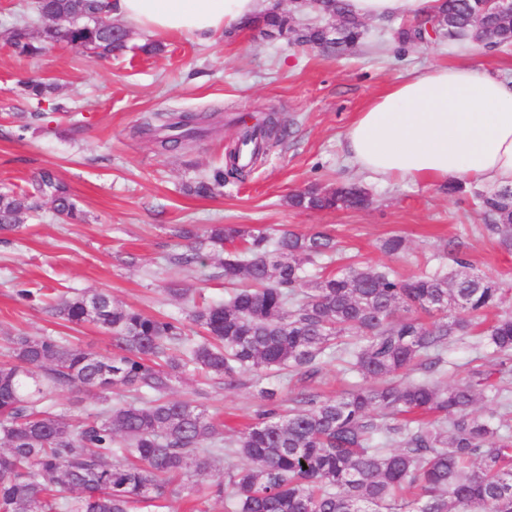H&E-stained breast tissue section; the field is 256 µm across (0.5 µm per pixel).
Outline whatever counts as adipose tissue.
<instances>
[{"instance_id": "adipose-tissue-1", "label": "adipose tissue", "mask_w": 512, "mask_h": 512, "mask_svg": "<svg viewBox=\"0 0 512 512\" xmlns=\"http://www.w3.org/2000/svg\"><path fill=\"white\" fill-rule=\"evenodd\" d=\"M111 14L148 35L208 42L266 12L265 0H108ZM360 19L434 15L441 0H345ZM357 171L376 181L451 179L512 186V77L469 63L414 72L357 112L343 140Z\"/></svg>"}]
</instances>
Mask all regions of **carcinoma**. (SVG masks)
<instances>
[{
  "mask_svg": "<svg viewBox=\"0 0 512 512\" xmlns=\"http://www.w3.org/2000/svg\"><path fill=\"white\" fill-rule=\"evenodd\" d=\"M317 9L336 18L342 43L362 42L363 22L347 14L343 0H318ZM35 10L43 21L37 34L26 25L4 33L19 57L61 43L100 58L126 48L102 0H35ZM428 23L450 40L472 38L488 50L512 45V11L481 13L476 0H444L437 14L402 30L399 41H429ZM300 39L336 46L319 27ZM192 121L169 118L155 137L158 147L188 148L204 133ZM263 122L262 138L254 137L253 126L241 133L255 159L285 132L271 115ZM228 158L227 168L202 174L189 191L208 197L226 175L245 179L239 150ZM475 197L488 230L512 242V187ZM42 198L65 220H82L69 186L46 170L35 192L0 193V230L20 228ZM369 198L350 185L300 191L288 204L323 211L358 208ZM177 233L189 245L175 265L205 262L207 246L220 259L224 280L238 284L222 302L193 303L188 318L205 335H188L179 318L148 316L94 292L63 296L49 313L106 329L111 351L85 350L56 335L3 338L11 360L0 363V512H137L176 494L169 484L193 470L216 476L192 512H209V500L224 497L229 512H391L407 493L410 512H512V432L474 409L485 391L500 406H512L500 386L512 377V313L485 327L480 322L498 307L497 282L469 272L463 256L454 258L457 270L449 275L404 279L387 266L348 263L310 276L306 266L330 262L336 252L324 232L272 236L210 224L201 236L187 224ZM451 309L458 313L448 314ZM420 313L434 320L425 322ZM477 331L479 345L499 359L495 373L477 365L463 381H442L448 347ZM326 357L349 364L360 378L334 399L305 385ZM416 367L426 379L396 380ZM288 368L301 384L293 406L282 409L276 389L260 388L256 421L231 441L197 400L171 397L186 371L232 388L245 370L260 382ZM58 388L91 394L96 405L75 422L44 405ZM226 455L246 465L223 470Z\"/></svg>",
  "mask_w": 512,
  "mask_h": 512,
  "instance_id": "cac0c4a2",
  "label": "carcinoma"
}]
</instances>
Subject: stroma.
<instances>
[{
	"label": "stroma",
	"mask_w": 512,
	"mask_h": 512,
	"mask_svg": "<svg viewBox=\"0 0 512 512\" xmlns=\"http://www.w3.org/2000/svg\"><path fill=\"white\" fill-rule=\"evenodd\" d=\"M399 26L396 20L367 22L368 37L344 55L268 37L257 27L208 43L164 35L155 55L142 52L147 37L135 30L126 51L101 60L63 45L35 58L0 46V193L31 190L49 170L70 186L84 211L82 223L69 224L46 202L19 230L0 232V336L57 333L103 354L109 332L64 324L48 305L65 294L101 291L146 315L183 319L199 297L223 300L216 260L172 265L186 249L176 234L184 224L323 231L339 254L406 278L453 271L459 252L501 284L502 308L512 312V245L486 231L470 196L473 184L453 197L434 183H381L344 158L342 141L357 112L412 71L471 55L487 69L512 75V50L445 39L403 43L395 35ZM31 78L53 84L54 93L29 98L24 83ZM181 112L213 113L219 122L187 152H158L138 132L155 114ZM267 112L279 114L286 133L250 176L226 178L210 197L189 194L201 174L223 164L239 118ZM353 182L369 189L370 207L318 212L288 205L294 192ZM394 234L407 239V254L380 251ZM173 283L183 295L169 294ZM23 286L37 289L39 302L19 299L16 290ZM172 395L200 397L228 438L252 422L260 405L250 372L234 389L202 385L188 372L175 380Z\"/></svg>",
	"instance_id": "35a3bbf8"
}]
</instances>
